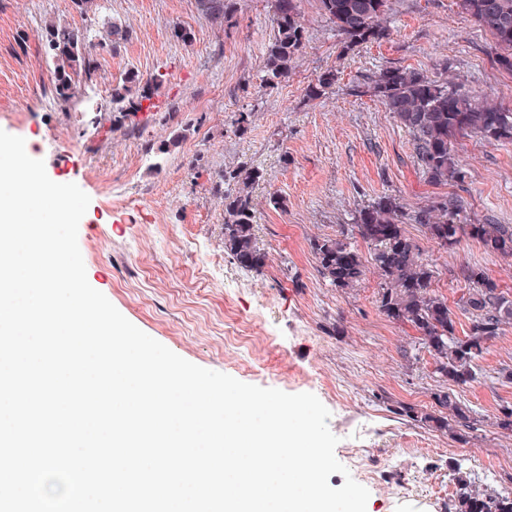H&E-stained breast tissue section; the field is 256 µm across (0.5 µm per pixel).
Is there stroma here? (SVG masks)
I'll return each instance as SVG.
<instances>
[{
    "label": "stroma",
    "mask_w": 512,
    "mask_h": 512,
    "mask_svg": "<svg viewBox=\"0 0 512 512\" xmlns=\"http://www.w3.org/2000/svg\"><path fill=\"white\" fill-rule=\"evenodd\" d=\"M302 9L306 53L288 82L270 90L257 78L273 33L267 0H234L221 27L197 0H97L89 15L72 0H0V129L30 144L51 180L89 196L78 229L87 279L131 323L198 366L319 398L347 469L329 484L352 476L370 493L366 512H451L458 469L481 487L512 491V433L496 424L512 408V380L503 376L512 369V325L478 359L475 381L455 391L475 429L459 438L424 426L406 410L434 411L439 382L426 349L403 354L415 330L379 312L376 274L353 290L327 287L310 249L311 238L335 235L384 195L415 209L453 194L463 223L512 224V143L457 138L465 183L430 184L410 136L367 89L375 71L411 67L440 82L460 76L478 99L511 111L512 74L497 66L492 36L456 0H392L387 38L348 53L317 0H303ZM108 18L128 27L127 41L101 51L96 79L80 85L81 104L60 109L44 20L96 29ZM179 30L188 41L176 38ZM329 69L335 84L308 99L307 86ZM131 70L167 74L149 103L167 119L105 136L84 103L110 99ZM249 109L253 123L235 131L238 113ZM228 160L263 174L254 200L266 261L256 271L224 252L213 174ZM271 192L283 208L268 205ZM406 230L435 271L457 336L470 327L460 265L484 268L512 299V259L484 253L468 236L447 252L417 225Z\"/></svg>",
    "instance_id": "35a3bbf8"
}]
</instances>
